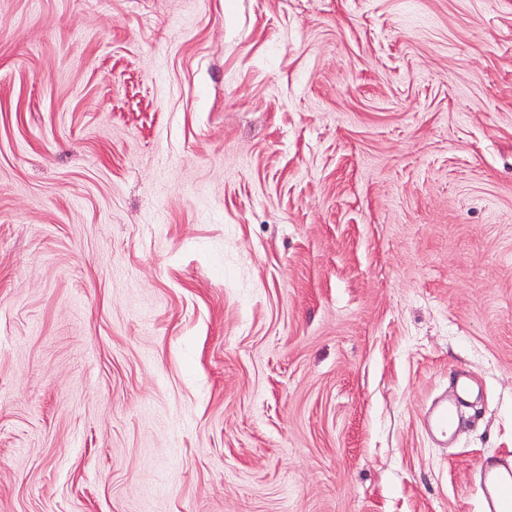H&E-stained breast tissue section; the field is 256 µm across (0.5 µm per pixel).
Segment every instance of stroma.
I'll return each mask as SVG.
<instances>
[{"instance_id":"1","label":"stroma","mask_w":512,"mask_h":512,"mask_svg":"<svg viewBox=\"0 0 512 512\" xmlns=\"http://www.w3.org/2000/svg\"><path fill=\"white\" fill-rule=\"evenodd\" d=\"M503 458L512 0H0V512H482ZM457 415V406L442 402L436 406L429 418V426L440 437H447Z\"/></svg>"}]
</instances>
